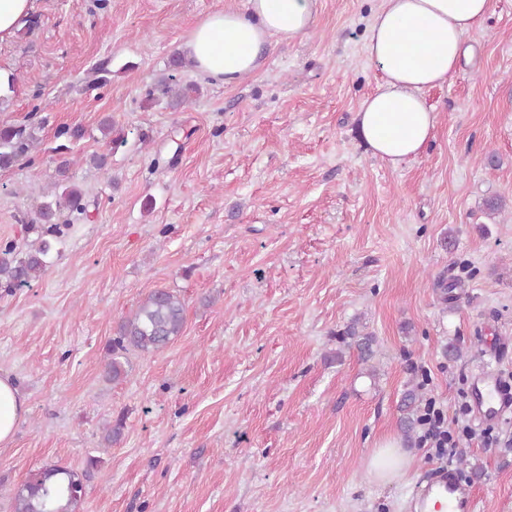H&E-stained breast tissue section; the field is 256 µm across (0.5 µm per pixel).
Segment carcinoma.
<instances>
[{"label": "carcinoma", "instance_id": "obj_1", "mask_svg": "<svg viewBox=\"0 0 512 512\" xmlns=\"http://www.w3.org/2000/svg\"><path fill=\"white\" fill-rule=\"evenodd\" d=\"M184 59L172 56L169 69L172 74L159 80L148 91L149 97L159 93L174 98L175 104L185 101L186 95L175 82L173 72L184 67ZM33 123L0 124V169L13 166L29 156L36 148L37 137ZM70 161H61L58 172L61 179L53 184L50 195L35 211L31 224L41 225V235L23 257L13 255V246L0 248V288L11 291L22 288L39 278L52 264L54 243L63 236L58 224L62 211L67 210L75 219L86 218L87 205L79 189L65 178ZM465 286L459 276L439 279L434 288L440 293L442 304H452L459 298L455 290ZM185 325V303L175 292L158 289L150 292L119 324L117 335L108 348L105 364L106 377L117 381L127 375L124 360L129 351L150 354L167 347L181 335ZM338 349L336 358L344 350L354 349L365 364L372 362L378 353V342L374 333L366 330L361 318L354 317L334 333ZM425 383H411L400 400V430L410 437L420 426L423 411ZM85 495L83 475L74 469L51 466L30 474L29 478L13 492L14 512H73Z\"/></svg>", "mask_w": 512, "mask_h": 512}]
</instances>
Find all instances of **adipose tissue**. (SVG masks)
I'll use <instances>...</instances> for the list:
<instances>
[{
    "label": "adipose tissue",
    "instance_id": "adipose-tissue-1",
    "mask_svg": "<svg viewBox=\"0 0 512 512\" xmlns=\"http://www.w3.org/2000/svg\"><path fill=\"white\" fill-rule=\"evenodd\" d=\"M490 10L491 0H382L366 40L367 58L381 80L357 112L374 157L396 169L425 151L438 115L424 93L457 71L465 39ZM315 12L316 0H248L246 10L205 18L181 52L199 73L231 84L258 68L270 40L305 35ZM26 411L19 390L0 376V444L12 439Z\"/></svg>",
    "mask_w": 512,
    "mask_h": 512
}]
</instances>
